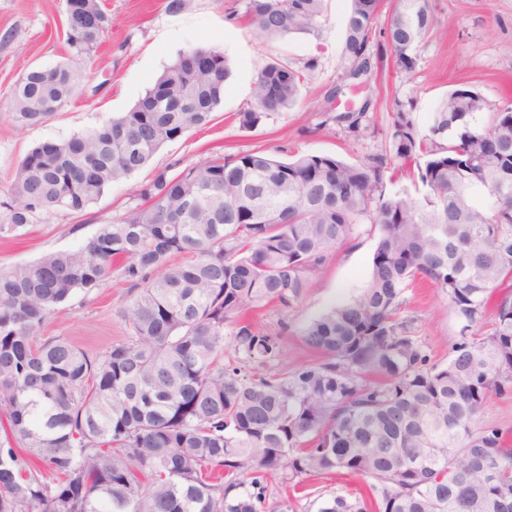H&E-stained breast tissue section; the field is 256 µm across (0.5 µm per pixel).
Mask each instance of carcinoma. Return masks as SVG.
Wrapping results in <instances>:
<instances>
[{"mask_svg": "<svg viewBox=\"0 0 512 512\" xmlns=\"http://www.w3.org/2000/svg\"><path fill=\"white\" fill-rule=\"evenodd\" d=\"M326 0H245L264 40L318 31ZM346 77L367 74L373 26L395 72L409 75L432 30L429 0H349ZM66 40L89 58L111 20L100 0H65ZM92 17L97 33L74 21ZM179 57L107 125L33 148L0 199V236L42 215L80 214L166 143L205 126L224 99L228 66L210 48ZM274 60L258 75L255 105L237 112L253 130L299 101L305 73ZM69 60L33 68L13 85L9 118L42 124L85 83ZM323 123L360 138L370 99ZM476 91L448 92L424 131L413 102L393 100L388 146L350 163L331 154L290 161L242 150L177 173L165 167L141 203L103 224L77 251L0 269V512H295L308 478L339 472L364 481L347 499L319 497L304 512H512V446L472 425L494 396L512 392V106L480 126ZM405 173L423 200L388 195ZM380 238L352 301L301 331L317 354L282 370V332L260 329L249 308L290 309L328 253L360 224ZM193 254L186 264L169 259ZM118 272L131 298L127 336L90 353L46 320L78 292ZM429 281L462 321L448 363L430 362L402 316L404 293ZM494 306L490 328L484 313ZM36 460L41 470L29 468ZM279 473L294 496L269 502Z\"/></svg>", "mask_w": 512, "mask_h": 512, "instance_id": "obj_1", "label": "carcinoma"}]
</instances>
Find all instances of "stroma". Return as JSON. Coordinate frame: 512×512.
Listing matches in <instances>:
<instances>
[{
    "label": "stroma",
    "instance_id": "1",
    "mask_svg": "<svg viewBox=\"0 0 512 512\" xmlns=\"http://www.w3.org/2000/svg\"><path fill=\"white\" fill-rule=\"evenodd\" d=\"M169 0H103L112 26L85 64L86 87L45 123L14 129L7 116L12 85L30 68L52 67L67 59L63 0H0V193L9 189L16 167L32 148L106 124L131 108L162 70L180 52L209 47L227 57L231 73L224 100L209 125L187 130L166 143L129 178L108 185L80 214L58 211L42 216L15 240L0 239V266L32 262L54 251H73L98 230L117 223L138 204L136 192L154 173L173 165L193 166L209 158L241 150L265 149L286 161L302 153L333 154L349 162L363 159L385 144L386 118L393 99L412 100L420 127H427L441 98L468 86L486 102L476 120L487 124L493 112L512 102V0H430L435 19L431 35L420 44L418 65L409 75L390 67L386 44L373 48V61L361 89L346 91L354 103L371 99L374 133L352 140L336 126H321L327 92L344 83L342 33L348 0H327L319 31L262 41L242 19L244 0H186L182 9H168ZM299 63L314 59L297 107L271 113L256 130L239 129L235 114L254 105L253 88L261 69L273 59ZM379 228L358 225L353 242L327 256L323 270L303 297L287 311L254 313L260 327L283 329L289 369L310 359L301 338L314 318L358 296L370 271ZM130 298L120 274L102 288L76 296L52 315L42 329L46 336L72 338L83 350L98 352L121 341L126 327L119 316ZM405 316L432 362L444 363L457 341L461 323L447 297L432 287L405 294Z\"/></svg>",
    "mask_w": 512,
    "mask_h": 512
}]
</instances>
